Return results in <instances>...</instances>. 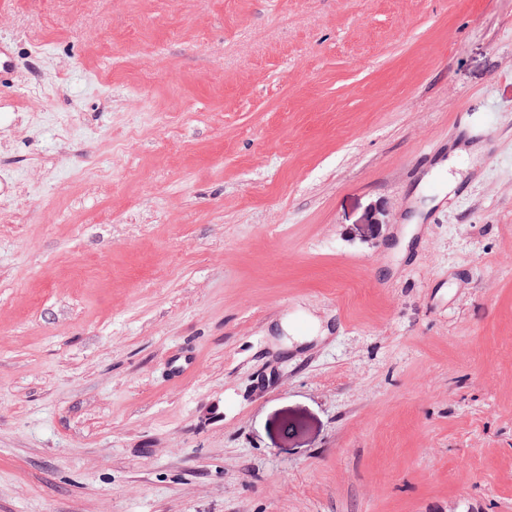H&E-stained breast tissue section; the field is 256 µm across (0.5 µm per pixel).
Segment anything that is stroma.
<instances>
[{
	"mask_svg": "<svg viewBox=\"0 0 512 512\" xmlns=\"http://www.w3.org/2000/svg\"><path fill=\"white\" fill-rule=\"evenodd\" d=\"M1 43L0 512H512V0Z\"/></svg>",
	"mask_w": 512,
	"mask_h": 512,
	"instance_id": "1",
	"label": "stroma"
}]
</instances>
